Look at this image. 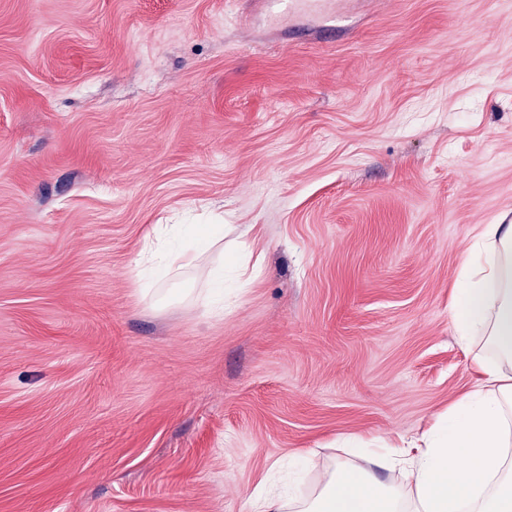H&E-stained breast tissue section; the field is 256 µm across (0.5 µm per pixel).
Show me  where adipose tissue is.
I'll return each instance as SVG.
<instances>
[{
  "label": "adipose tissue",
  "instance_id": "adipose-tissue-1",
  "mask_svg": "<svg viewBox=\"0 0 512 512\" xmlns=\"http://www.w3.org/2000/svg\"><path fill=\"white\" fill-rule=\"evenodd\" d=\"M459 342L476 346L473 387L428 429L318 468L305 497L261 487L248 512H512V224L480 225L455 285ZM396 469L400 482L379 470Z\"/></svg>",
  "mask_w": 512,
  "mask_h": 512
}]
</instances>
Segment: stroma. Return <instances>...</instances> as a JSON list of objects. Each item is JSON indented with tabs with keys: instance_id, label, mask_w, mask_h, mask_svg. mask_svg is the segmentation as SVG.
<instances>
[{
	"instance_id": "1",
	"label": "stroma",
	"mask_w": 512,
	"mask_h": 512,
	"mask_svg": "<svg viewBox=\"0 0 512 512\" xmlns=\"http://www.w3.org/2000/svg\"><path fill=\"white\" fill-rule=\"evenodd\" d=\"M0 0V512H246L275 462L475 383L453 284L512 224V0ZM156 224L248 245L154 303ZM288 11L318 15L325 20L332 19L328 14L330 4L326 0H288Z\"/></svg>"
}]
</instances>
